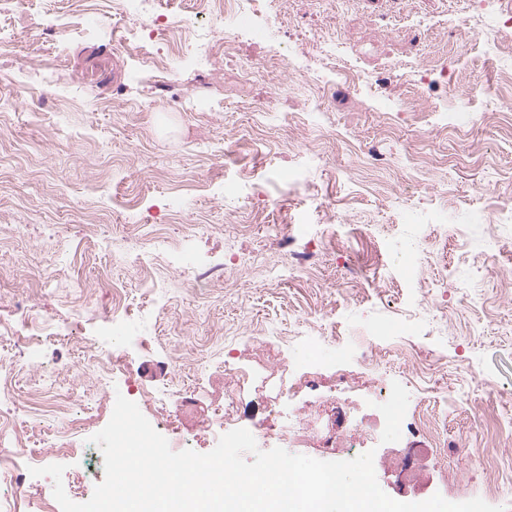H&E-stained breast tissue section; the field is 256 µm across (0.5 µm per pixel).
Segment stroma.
Instances as JSON below:
<instances>
[{"mask_svg": "<svg viewBox=\"0 0 512 512\" xmlns=\"http://www.w3.org/2000/svg\"><path fill=\"white\" fill-rule=\"evenodd\" d=\"M8 8L26 14L28 30L0 33V94L16 96L0 113V303L20 326L12 301L28 293L31 317L52 313L57 333L15 358L10 409L33 454L65 465L64 482L83 473L75 502L103 481V454L82 435L70 454L53 456L68 416L38 406L48 385L36 364L56 363L80 409L183 379L201 399L220 381L216 367L250 365L238 425L252 431L280 427L303 406L297 394L264 398L287 388L292 368L318 364L372 382L379 372L364 356L379 345L397 351L393 372L427 367L415 376L426 401L405 410L394 447L374 435L362 443L383 491L403 502L478 497L512 512V491L494 489L481 465L491 450L512 467V261L493 249L512 244L502 215L512 208V48L493 21L512 14V0H491L464 56L458 20L470 0H288L280 41L293 65L266 86L293 88L288 113L227 95L223 71L190 63L162 84L126 52L130 24L118 12L84 30L70 26V0ZM49 17L66 24L51 45L41 37ZM219 28L208 15L173 27L166 53L219 39ZM326 32L342 57L320 56ZM431 58L447 76L415 78ZM343 65L368 73L376 90L349 87L336 75ZM33 74L42 86L30 97L20 87ZM479 77L496 94L462 111V92ZM316 93L321 114L304 109ZM398 93L417 112H385L380 97ZM269 196L278 209L258 211ZM15 224L22 233H11ZM271 224L312 253L301 277L268 279L267 267L288 262ZM159 233L210 256L247 249L256 260L201 286L153 247ZM132 337L151 345L131 352L127 383L100 385L83 368L85 346ZM444 387L459 406L451 419L437 402ZM426 420L440 444L422 460L419 483L401 482L384 460L392 448L426 444Z\"/></svg>", "mask_w": 512, "mask_h": 512, "instance_id": "1", "label": "stroma"}]
</instances>
